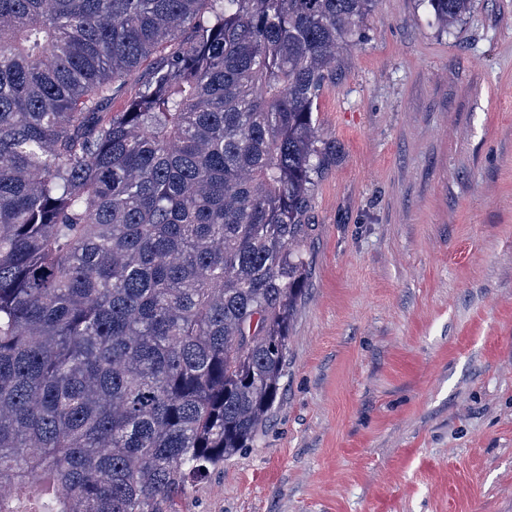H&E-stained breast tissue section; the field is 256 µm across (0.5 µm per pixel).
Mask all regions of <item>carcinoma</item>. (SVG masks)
<instances>
[{
	"mask_svg": "<svg viewBox=\"0 0 512 512\" xmlns=\"http://www.w3.org/2000/svg\"><path fill=\"white\" fill-rule=\"evenodd\" d=\"M374 2L0 0V512H178L253 446Z\"/></svg>",
	"mask_w": 512,
	"mask_h": 512,
	"instance_id": "obj_1",
	"label": "carcinoma"
}]
</instances>
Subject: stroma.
<instances>
[{
  "mask_svg": "<svg viewBox=\"0 0 512 512\" xmlns=\"http://www.w3.org/2000/svg\"><path fill=\"white\" fill-rule=\"evenodd\" d=\"M283 396L180 512H512V0L341 46Z\"/></svg>",
  "mask_w": 512,
  "mask_h": 512,
  "instance_id": "35a3bbf8",
  "label": "stroma"
}]
</instances>
